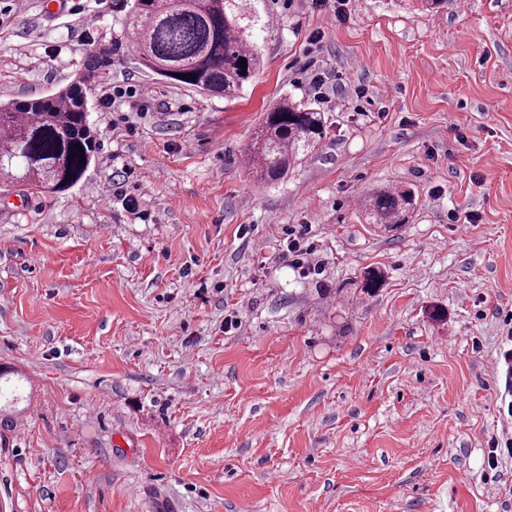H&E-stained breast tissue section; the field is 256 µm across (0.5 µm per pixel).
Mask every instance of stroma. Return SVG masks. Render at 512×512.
<instances>
[{"mask_svg":"<svg viewBox=\"0 0 512 512\" xmlns=\"http://www.w3.org/2000/svg\"><path fill=\"white\" fill-rule=\"evenodd\" d=\"M54 2L0 15V102L115 52L82 181L0 186V365L31 394L0 437L7 512H512V456L488 465L512 442V0H258L264 66L231 98L144 68L132 0ZM283 97L325 136L261 183L246 148ZM380 187L416 196L391 235L360 205ZM301 228H290L287 231L286 249L288 258H291L292 265L300 270L303 274H309L319 265L315 256V247L311 244L305 246L307 238L308 225L302 224ZM512 352V351H511ZM507 351L501 355L496 370L501 380V399L504 403L508 400V405L512 404V354ZM508 414H512V406H508Z\"/></svg>","mask_w":512,"mask_h":512,"instance_id":"obj_1","label":"stroma"}]
</instances>
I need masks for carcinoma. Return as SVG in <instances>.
Wrapping results in <instances>:
<instances>
[{"mask_svg":"<svg viewBox=\"0 0 512 512\" xmlns=\"http://www.w3.org/2000/svg\"><path fill=\"white\" fill-rule=\"evenodd\" d=\"M261 23L251 0H133L127 18L146 68L217 96L236 94L259 73L263 58L252 31ZM111 66L112 48H95L83 72L58 92L0 105L3 183L39 195L63 193L81 181L97 149L89 96ZM324 130L323 113L288 98L277 101L247 147L256 176L273 181L286 175L318 150ZM415 206L412 192L397 187L364 199L366 219L387 233L409 223Z\"/></svg>","mask_w":512,"mask_h":512,"instance_id":"cac0c4a2","label":"carcinoma"}]
</instances>
